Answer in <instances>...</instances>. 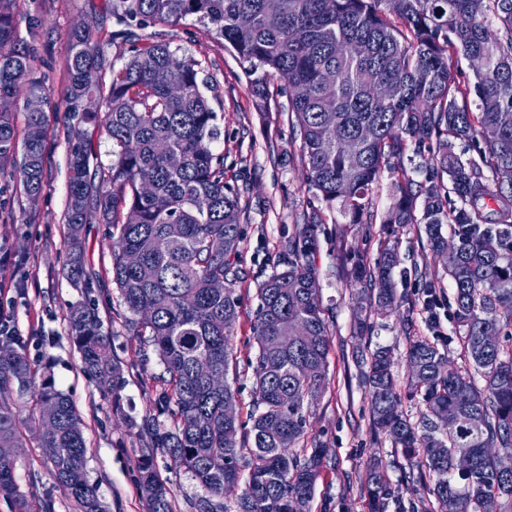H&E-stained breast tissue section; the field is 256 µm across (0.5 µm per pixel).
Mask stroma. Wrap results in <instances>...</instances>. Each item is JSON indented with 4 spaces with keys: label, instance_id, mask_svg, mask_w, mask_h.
Returning a JSON list of instances; mask_svg holds the SVG:
<instances>
[{
    "label": "stroma",
    "instance_id": "35a3bbf8",
    "mask_svg": "<svg viewBox=\"0 0 512 512\" xmlns=\"http://www.w3.org/2000/svg\"><path fill=\"white\" fill-rule=\"evenodd\" d=\"M16 15L42 17L43 26L28 44L37 56L36 75L49 98L46 110V186L37 199H29L13 177L11 167L0 168V249L23 258L19 267L6 271L10 279L13 314L21 332L19 349L36 364L39 376L50 377L56 389L73 400L85 425L87 474L96 485L105 512H147L138 480V457L146 443L141 437L143 421L155 414L156 393L152 378L162 366L152 347L140 343L120 315L125 308L109 275L111 250L108 228L88 224L82 235L87 271L94 278L90 287H74L68 272V239L65 224L69 144L90 141L101 167L112 162V143L104 131L69 119L64 110L68 87L65 54L73 31L87 26L104 39L107 59L122 65L125 45L107 42L112 18L106 0H17ZM172 49L200 63V88L218 116L222 131L214 143L224 157L225 179L237 192L244 213V240L240 246V317L233 330V354L239 362L236 386L242 409L252 399L253 357L251 323L257 308L256 288L271 275L270 262L283 238L294 234L303 210L315 199L302 175L300 141L288 122V98L280 94V80H272L266 110H259L243 68L230 46L217 41L195 19L163 28ZM392 177L382 172L373 192L376 220L363 226L343 224L338 212L318 235L315 255L322 304L330 325L329 380L326 392L312 408L307 435L325 443L332 452L312 502V512H370L364 471L371 456L387 466L392 494L385 512H411L418 493L402 485L400 464L391 441L374 436L369 426L368 395L354 349L391 347L394 374L405 384L406 329L399 316L373 322L370 333L353 335L352 309L360 290L347 274L340 257L341 245L363 253L368 261L378 256L383 236L380 216L391 202ZM401 264L394 271L399 290L413 291L416 270L440 281L442 298L452 287L445 281L441 261L433 259L426 236L415 229L401 232L398 244ZM92 302L103 328L111 338L113 358L123 374L112 391H101L85 373L81 354L68 334L67 314L72 305ZM25 444L17 451L15 477L30 501L54 502V512H76L68 497L57 488L44 449L32 430L23 432ZM154 464L170 489L176 512H191V501L200 488L185 471L172 468L162 450H155Z\"/></svg>",
    "mask_w": 512,
    "mask_h": 512
}]
</instances>
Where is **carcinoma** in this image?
I'll return each mask as SVG.
<instances>
[{
    "instance_id": "cac0c4a2",
    "label": "carcinoma",
    "mask_w": 512,
    "mask_h": 512,
    "mask_svg": "<svg viewBox=\"0 0 512 512\" xmlns=\"http://www.w3.org/2000/svg\"><path fill=\"white\" fill-rule=\"evenodd\" d=\"M16 0H0V164L30 198L45 183V116L28 111L23 138L13 122L22 85L44 99L34 57L14 16ZM109 40L129 45L112 66L103 42L89 30L71 35L65 57L69 87L65 111L102 128L115 160L91 169L86 141L70 146L65 223L70 274L92 278L83 265L81 233L92 217L111 227L112 281L133 335L152 346L163 366L158 414L147 418L148 447L139 460V484L148 512H174L170 492L154 470L153 450L188 472L206 492L195 512H224L225 485L243 482L234 512H311L316 483L330 449L305 446L311 408L329 375L330 326L321 305L313 256L326 212L348 224L371 223V197L382 171L393 175L391 203L382 217L385 239L375 264L351 251V278L368 292L353 330L374 315L417 306L397 293V240L421 224L430 250L458 247L446 269L453 288L452 318L464 366L440 368L445 354L425 336L408 338L414 371L409 398L425 407L421 427L403 409L391 351L356 355L368 389L371 428L386 435L405 461L402 480L420 487L418 507L438 512H482L495 495L512 512V0H108ZM194 17L236 52L253 96L266 107L275 77L288 94V120L300 139L304 178L323 206H311L284 241L273 273L258 283L252 325L254 399L248 420L224 418V404L240 405L228 376L237 373L231 348L241 297L236 283L242 209L224 181V156L213 152L217 116L201 92L198 62L156 40L153 29ZM472 62V78H451L453 57ZM95 96L97 112L83 111ZM475 106H470V99ZM458 141L478 158L462 161ZM436 143L438 176L417 182L401 165L407 147ZM147 177L152 193L139 191ZM138 256L130 266L128 254ZM224 281V290L210 288ZM423 309L439 336L436 282L423 285ZM69 330L86 372L110 391L121 378L110 336L88 305L74 307ZM288 336L280 347L275 338ZM497 336L493 349L483 345ZM0 341V448L23 447L13 395L38 387L31 416L38 445L56 485L79 512H104L87 477L84 425L72 400L14 347ZM456 448H470L469 472L452 465ZM486 448L500 452L488 455ZM371 512H383L390 483L382 460H370L364 478ZM0 496L18 512H34L15 478V459L0 457Z\"/></svg>"
}]
</instances>
